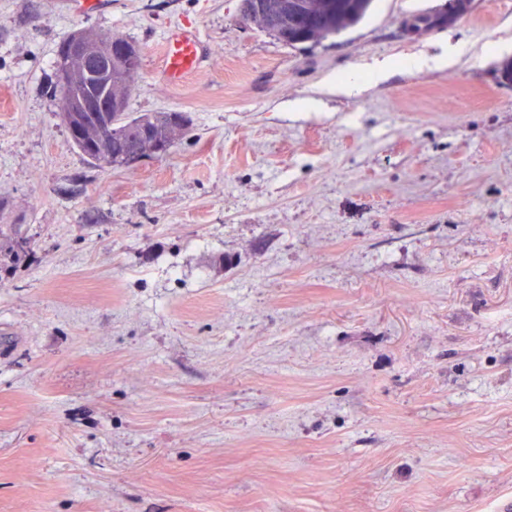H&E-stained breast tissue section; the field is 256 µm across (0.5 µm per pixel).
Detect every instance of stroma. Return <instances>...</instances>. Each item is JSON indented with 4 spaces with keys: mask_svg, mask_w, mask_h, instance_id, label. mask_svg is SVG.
<instances>
[{
    "mask_svg": "<svg viewBox=\"0 0 512 512\" xmlns=\"http://www.w3.org/2000/svg\"><path fill=\"white\" fill-rule=\"evenodd\" d=\"M450 2L294 49L241 0H0V247L32 251L0 271V512L512 505V0L404 35ZM79 27L141 46L130 112L191 120L167 155L72 146ZM162 46L164 71L169 82L178 83L188 72L200 67L202 62L200 43L187 31L167 36Z\"/></svg>",
    "mask_w": 512,
    "mask_h": 512,
    "instance_id": "obj_1",
    "label": "stroma"
}]
</instances>
